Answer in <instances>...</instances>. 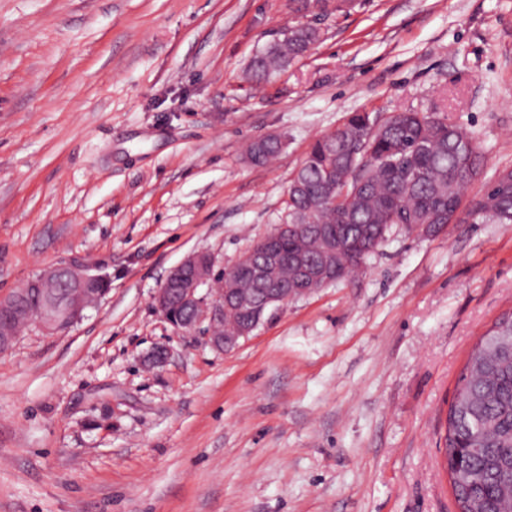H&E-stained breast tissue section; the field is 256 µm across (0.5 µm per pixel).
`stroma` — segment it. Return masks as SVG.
Segmentation results:
<instances>
[{"label": "stroma", "mask_w": 512, "mask_h": 512, "mask_svg": "<svg viewBox=\"0 0 512 512\" xmlns=\"http://www.w3.org/2000/svg\"><path fill=\"white\" fill-rule=\"evenodd\" d=\"M307 20L323 41L258 84L288 0H0V295L68 260L112 280L72 327L0 352V512H457L448 409L512 311V224L393 229L228 354L153 306L190 252L227 268L286 223L294 170L352 113L470 131L466 197L512 168V0ZM270 134L278 158L249 163Z\"/></svg>", "instance_id": "stroma-1"}]
</instances>
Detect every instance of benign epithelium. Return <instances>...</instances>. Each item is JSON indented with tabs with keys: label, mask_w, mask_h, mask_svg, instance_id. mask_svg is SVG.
I'll return each instance as SVG.
<instances>
[{
	"label": "benign epithelium",
	"mask_w": 512,
	"mask_h": 512,
	"mask_svg": "<svg viewBox=\"0 0 512 512\" xmlns=\"http://www.w3.org/2000/svg\"><path fill=\"white\" fill-rule=\"evenodd\" d=\"M341 253L340 247L331 245L319 268L299 281V287L288 290L274 281L273 271L280 264L281 256L275 243L266 237L258 259L248 268L253 288L239 291L212 287L213 256L206 251L193 252L169 272L158 288L155 308L175 332L190 334L200 330L212 348L230 352L261 324L255 318L257 308L274 311L295 294L309 295V283L327 276ZM28 285L39 299L27 313L28 323L55 331L77 322L92 305L91 299L99 300L108 292L111 280L106 274L91 272L85 264L60 262L32 276ZM229 307L242 315L243 322L233 332L226 333L224 310Z\"/></svg>",
	"instance_id": "7a95c632"
}]
</instances>
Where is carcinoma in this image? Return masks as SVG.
I'll return each instance as SVG.
<instances>
[{
  "label": "carcinoma",
  "mask_w": 512,
  "mask_h": 512,
  "mask_svg": "<svg viewBox=\"0 0 512 512\" xmlns=\"http://www.w3.org/2000/svg\"><path fill=\"white\" fill-rule=\"evenodd\" d=\"M300 15L316 6L348 13L346 0H292ZM318 28L299 24L256 54L250 77L260 84L319 42ZM283 142L253 141L246 152L255 164L280 154ZM483 170L471 134L428 113L409 110L378 122L367 112L318 138L296 170L288 190V223L280 240L284 260L277 280L292 286L316 267L325 249L315 225L336 232L352 250L336 263L333 282L357 274L395 226L422 238L447 230L455 212L480 208L511 215L512 188L490 182L464 200V190ZM445 455L458 512H512V313L481 336L461 372L448 412Z\"/></svg>",
  "instance_id": "cac0c4a2"
}]
</instances>
